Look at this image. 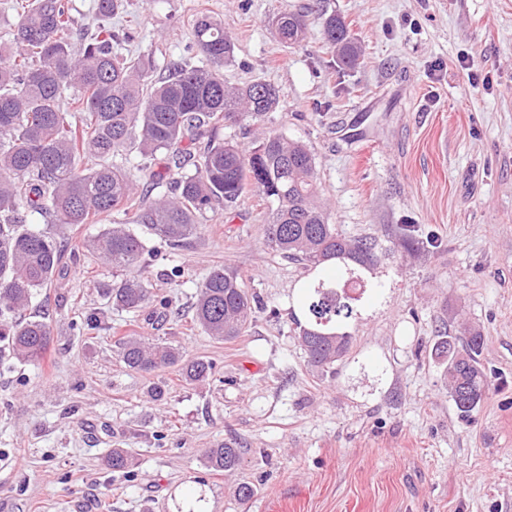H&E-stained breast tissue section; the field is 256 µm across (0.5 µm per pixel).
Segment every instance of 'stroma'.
I'll return each instance as SVG.
<instances>
[{
  "label": "stroma",
  "mask_w": 512,
  "mask_h": 512,
  "mask_svg": "<svg viewBox=\"0 0 512 512\" xmlns=\"http://www.w3.org/2000/svg\"><path fill=\"white\" fill-rule=\"evenodd\" d=\"M309 2L123 0L100 23L93 0H69L80 24L134 32L124 52L161 67L202 64L192 25L207 14L234 43L225 81L277 89L262 124L220 135L248 148L263 126L304 142L332 223L375 240L379 287L358 297L349 355L332 373L308 365L292 315L311 273L267 245L256 192L206 213L149 269L167 317L113 308L102 291L123 271L81 253L28 309L52 317L50 364L0 353V512H512V0H319L359 41L351 68L321 23L296 47L274 35L276 13ZM217 266L264 304L233 342L182 318ZM92 313L99 324L82 328ZM465 322L482 331L492 381L467 416L431 354ZM127 335L214 372L188 384L174 366L131 371ZM228 440L244 449L233 476L203 462ZM109 448L132 453L134 477L112 471ZM241 479L258 488L246 503Z\"/></svg>",
  "instance_id": "35a3bbf8"
}]
</instances>
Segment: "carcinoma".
Returning a JSON list of instances; mask_svg holds the SVG:
<instances>
[{
  "mask_svg": "<svg viewBox=\"0 0 512 512\" xmlns=\"http://www.w3.org/2000/svg\"><path fill=\"white\" fill-rule=\"evenodd\" d=\"M314 13L313 7L278 13L273 28L280 41L300 45ZM17 17L9 40L0 43V339L13 358L37 366L45 360L51 324L26 317V310L63 268L60 241L25 229L30 215L68 225L121 213L128 223L110 226L86 248L114 268L144 271L161 251L147 248L129 225L142 224L161 241L183 246L197 235L205 212L253 190L271 206L268 245L320 271L303 295L307 320L296 324L308 365L326 371L343 361L353 342L346 327L354 318L345 288L368 287L363 273L376 262L374 244L346 237L330 223L316 158L303 142L267 132L246 150L220 138L222 128L244 116L261 122L279 105L278 91L265 81L224 83L223 68L233 53L224 27L197 17L193 35L206 65L170 60L158 76L152 55L123 53L110 29L76 28L64 0H24ZM323 36L341 65L358 64L360 49L344 20L327 17ZM203 140L206 146L197 148ZM132 143L146 159L163 156L164 170L117 161ZM111 294L113 305L132 313L155 301L168 308L140 274ZM256 308L239 277L220 267L201 285L192 323L229 341L246 332ZM461 341L458 346L441 336L432 352L457 410L468 414L485 399L491 380L478 360L480 331L468 330ZM119 358L145 373L179 365L192 383L206 381L214 369L208 360H186L179 348L141 336L122 339ZM204 460L209 469L232 474L242 449L224 442L205 449ZM108 465L127 473L133 462L114 448Z\"/></svg>",
  "mask_w": 512,
  "mask_h": 512,
  "instance_id": "1",
  "label": "carcinoma"
}]
</instances>
